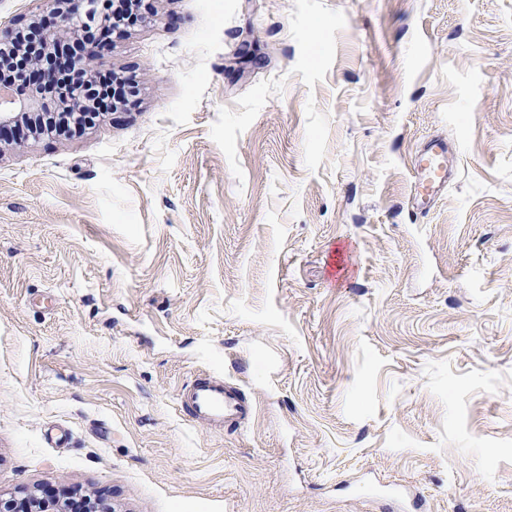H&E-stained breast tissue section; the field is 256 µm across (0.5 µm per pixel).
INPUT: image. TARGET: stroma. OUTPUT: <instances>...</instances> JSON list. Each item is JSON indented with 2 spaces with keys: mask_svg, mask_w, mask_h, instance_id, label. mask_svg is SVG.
Wrapping results in <instances>:
<instances>
[{
  "mask_svg": "<svg viewBox=\"0 0 512 512\" xmlns=\"http://www.w3.org/2000/svg\"><path fill=\"white\" fill-rule=\"evenodd\" d=\"M153 5L126 108L0 146V497L512 512V0ZM208 372L248 420H185ZM413 178L414 206L427 213L434 205L437 195L453 178V169L448 164V142L445 139H432L416 151Z\"/></svg>",
  "mask_w": 512,
  "mask_h": 512,
  "instance_id": "1",
  "label": "stroma"
}]
</instances>
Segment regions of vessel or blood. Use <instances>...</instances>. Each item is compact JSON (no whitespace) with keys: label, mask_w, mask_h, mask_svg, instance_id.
Masks as SVG:
<instances>
[{"label":"vessel or blood","mask_w":512,"mask_h":512,"mask_svg":"<svg viewBox=\"0 0 512 512\" xmlns=\"http://www.w3.org/2000/svg\"><path fill=\"white\" fill-rule=\"evenodd\" d=\"M453 177L448 163V143L438 138L427 142L415 154L413 178L415 184L414 206L429 212L437 195ZM179 405L190 421L223 429L232 425L249 412L239 392L222 377L208 376L196 380L180 391Z\"/></svg>","instance_id":"1"}]
</instances>
